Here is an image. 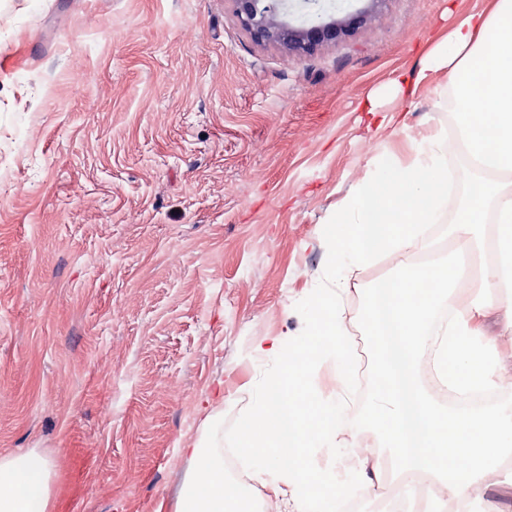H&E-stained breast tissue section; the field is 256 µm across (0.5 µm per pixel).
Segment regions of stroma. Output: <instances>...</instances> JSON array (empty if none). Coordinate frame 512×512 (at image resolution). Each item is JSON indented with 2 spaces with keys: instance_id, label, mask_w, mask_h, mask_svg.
I'll return each instance as SVG.
<instances>
[{
  "instance_id": "obj_1",
  "label": "stroma",
  "mask_w": 512,
  "mask_h": 512,
  "mask_svg": "<svg viewBox=\"0 0 512 512\" xmlns=\"http://www.w3.org/2000/svg\"><path fill=\"white\" fill-rule=\"evenodd\" d=\"M365 9L299 52L255 39L234 0H0V455L55 463L51 512H156L184 448L236 443L330 285L341 202L376 151L407 165L437 134L460 182L453 87L413 104L388 82L448 24V0H328ZM378 92L397 133L371 136ZM396 260L350 268L356 368H373L365 296Z\"/></svg>"
}]
</instances>
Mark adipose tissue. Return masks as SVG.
<instances>
[{"mask_svg":"<svg viewBox=\"0 0 512 512\" xmlns=\"http://www.w3.org/2000/svg\"><path fill=\"white\" fill-rule=\"evenodd\" d=\"M441 72L456 89L461 141L474 167L486 174L448 227L457 252L441 264L412 266L414 252L431 245L428 226L448 183L434 138L411 143L405 168L380 166L378 178L365 179L336 218L329 258L334 280L379 253L393 255L399 269L372 290L363 314L376 359L368 403L357 408L349 400L355 377L340 291L313 293L306 335L256 347L279 363V387L293 388L304 401L315 366L336 367V397L321 405L320 421L297 417L285 426L284 413L266 396L239 428L246 444L243 466L252 480L283 498L284 512H342L339 492H379L389 463L423 472L440 488V495L427 499L425 512L471 502L482 503L483 512H505L488 476L512 456V404L464 412L434 407L414 371L424 343L448 388L480 396L499 390L505 371L481 320L496 314L501 330L512 334V301L503 302L497 289L512 278V190L499 181L512 174V0H484L480 10L430 40L418 67L394 78L390 89L407 101ZM488 220L495 226L491 236L484 228ZM488 242L498 261L473 287L468 305H459L458 255ZM365 435L379 448L371 463L346 452ZM187 455L194 476L173 512H251L252 497L224 477L221 449L191 448ZM54 475L52 460L36 452L0 455V512H47Z\"/></svg>","mask_w":512,"mask_h":512,"instance_id":"ef3b65f1","label":"adipose tissue"}]
</instances>
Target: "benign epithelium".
Wrapping results in <instances>:
<instances>
[{
    "label": "benign epithelium",
    "mask_w": 512,
    "mask_h": 512,
    "mask_svg": "<svg viewBox=\"0 0 512 512\" xmlns=\"http://www.w3.org/2000/svg\"><path fill=\"white\" fill-rule=\"evenodd\" d=\"M236 12L242 24L256 38L277 40L296 51L307 52L315 46L331 42L355 28L364 14L348 17L345 21H332L307 29H295L281 21L279 15L288 10V0H235Z\"/></svg>",
    "instance_id": "7a95c632"
}]
</instances>
